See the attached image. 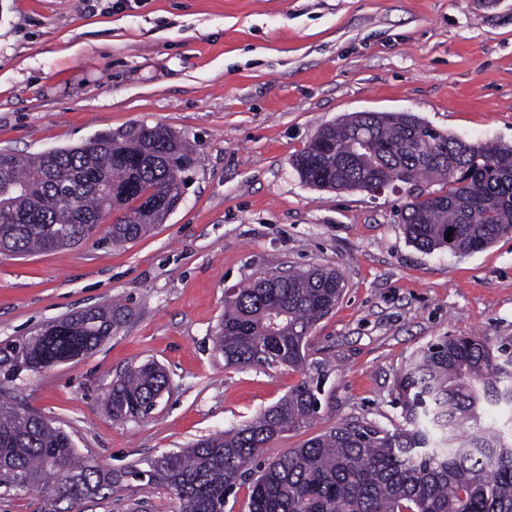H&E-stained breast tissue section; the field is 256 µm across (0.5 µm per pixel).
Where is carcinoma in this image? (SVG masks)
Returning <instances> with one entry per match:
<instances>
[{
	"label": "carcinoma",
	"mask_w": 512,
	"mask_h": 512,
	"mask_svg": "<svg viewBox=\"0 0 512 512\" xmlns=\"http://www.w3.org/2000/svg\"><path fill=\"white\" fill-rule=\"evenodd\" d=\"M194 164L184 137L145 124L102 135L97 147L5 153L0 254L76 246L108 209L122 211L105 229L112 243L135 242L167 218L155 201L176 208ZM291 165L317 190L405 186L400 224L423 252L470 254L512 234V145L466 141L410 112H356L324 124ZM344 288L338 270L312 266L231 289L214 341L225 365H283L304 378L243 426L163 454L147 470L81 457L61 428L0 400V489L41 493V512H79L128 480L171 489L179 512H224L247 479L249 512H512V343L476 336H443L413 355L396 383L402 426L346 423L252 470L271 441L318 417L327 374L308 363V341ZM127 317L113 303L0 344V374L85 355ZM168 389L165 371L145 363L118 375L105 401L112 418L137 420Z\"/></svg>",
	"instance_id": "1"
}]
</instances>
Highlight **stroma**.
<instances>
[{"label": "stroma", "instance_id": "35a3bbf8", "mask_svg": "<svg viewBox=\"0 0 512 512\" xmlns=\"http://www.w3.org/2000/svg\"><path fill=\"white\" fill-rule=\"evenodd\" d=\"M411 112L470 141L512 144V0H0V152L39 154L159 124L195 150L182 200L134 243L90 239L0 255V343L119 299L131 315L94 351L0 378V395L119 469L241 426L301 375L228 368L213 348L226 289L312 265L344 275L309 359L329 361L318 419L272 459L330 428L402 425L395 382L440 336L512 343V236L455 255L417 250L401 195L319 191L290 165L325 123ZM157 362L169 390L141 420L104 396ZM137 483L82 512H178Z\"/></svg>", "mask_w": 512, "mask_h": 512}]
</instances>
